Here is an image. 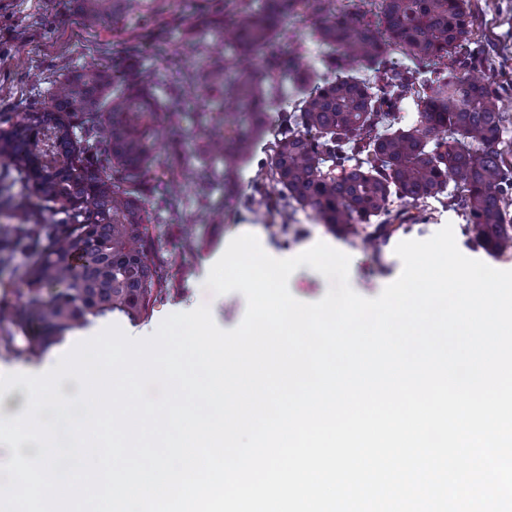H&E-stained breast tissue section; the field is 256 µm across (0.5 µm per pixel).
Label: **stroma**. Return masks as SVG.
I'll return each instance as SVG.
<instances>
[{
    "mask_svg": "<svg viewBox=\"0 0 512 512\" xmlns=\"http://www.w3.org/2000/svg\"><path fill=\"white\" fill-rule=\"evenodd\" d=\"M223 7L222 0H144L139 11L106 16L90 27L80 14L79 0H0V113L27 111L48 95L61 75L93 59L103 63L109 74L132 66L151 74L154 94L165 96L177 78V68L195 66L201 57L223 52L222 42L212 35ZM470 11L471 39L486 50L483 74L496 80L512 79V0H470ZM186 97L189 109L183 115L180 133L192 145L193 160L217 163V156L206 146V126L216 105L191 89ZM268 146V140H261L255 148V161L238 173L240 203L225 200L220 182L183 188L174 213L149 200L147 208L157 228L156 244L171 264L172 285L147 318L132 322L116 314L112 319L98 320L52 344L34 360L0 353V374L43 373L78 342L111 324L131 337H150L170 314L203 303L209 304L220 328H235L245 314L244 296L237 291L211 295L203 278L206 267L222 255L230 240L244 233L254 234L263 250L277 259L296 256L320 241L340 249L351 258L352 289L366 298L378 296L402 271L394 245L377 251L350 243L327 232L303 211L284 217L243 206L259 175L258 161L265 158ZM202 195L219 210L221 223L202 220L196 207Z\"/></svg>",
    "mask_w": 512,
    "mask_h": 512,
    "instance_id": "35a3bbf8",
    "label": "stroma"
}]
</instances>
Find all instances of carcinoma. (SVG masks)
Wrapping results in <instances>:
<instances>
[{
	"label": "carcinoma",
	"mask_w": 512,
	"mask_h": 512,
	"mask_svg": "<svg viewBox=\"0 0 512 512\" xmlns=\"http://www.w3.org/2000/svg\"><path fill=\"white\" fill-rule=\"evenodd\" d=\"M93 23L142 0H80ZM215 29L228 46L203 68L181 73L206 97L233 107L209 120L207 138L224 159V185L251 157L264 134L270 104L297 97L271 143L254 202L272 212L310 211L339 236L364 235L383 246L428 220V200H448L465 221L469 241L500 255L512 249V160L501 97L506 87L474 71L477 47L462 56L471 34L468 0H376L377 11L336 0H239ZM294 15L309 19L323 48L319 65L303 71L296 52L278 47ZM411 65L386 69L392 53ZM408 100L417 120L393 128ZM185 112L175 89L163 99L134 67L109 84L96 61L58 80L46 102L16 118L0 113V214L34 189L27 220L0 233V266L14 247L32 241L24 289H0V346L36 358L97 318L131 321L168 287V261L155 247L145 192L156 184L153 146L161 127H178ZM111 166L100 163L102 152ZM168 184L215 168L195 167L183 145L172 147ZM378 223H373V219Z\"/></svg>",
	"instance_id": "1"
}]
</instances>
